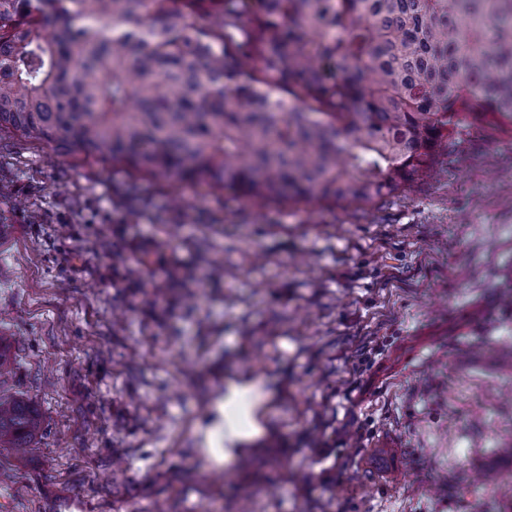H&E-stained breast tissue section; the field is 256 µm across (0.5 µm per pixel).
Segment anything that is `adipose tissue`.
<instances>
[{
  "label": "adipose tissue",
  "mask_w": 512,
  "mask_h": 512,
  "mask_svg": "<svg viewBox=\"0 0 512 512\" xmlns=\"http://www.w3.org/2000/svg\"><path fill=\"white\" fill-rule=\"evenodd\" d=\"M259 394L260 389L254 382H231L218 402V418L209 431L210 444L215 448H225V460H232V447L252 442L262 435V428L252 418Z\"/></svg>",
  "instance_id": "1"
}]
</instances>
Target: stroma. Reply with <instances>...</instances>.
<instances>
[{"instance_id": "obj_1", "label": "stroma", "mask_w": 512, "mask_h": 512, "mask_svg": "<svg viewBox=\"0 0 512 512\" xmlns=\"http://www.w3.org/2000/svg\"><path fill=\"white\" fill-rule=\"evenodd\" d=\"M463 118L374 207L255 204L0 150V331L44 432L0 512H512V133ZM224 274L196 297L204 258ZM262 388L238 458L207 438ZM260 388L252 381L229 382L224 396L218 402L216 411L218 419L209 431L212 448H222L224 442V462L234 455L227 448L236 444L251 443L261 436L264 430L253 420L255 397L260 396Z\"/></svg>"}]
</instances>
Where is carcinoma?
<instances>
[{
  "mask_svg": "<svg viewBox=\"0 0 512 512\" xmlns=\"http://www.w3.org/2000/svg\"><path fill=\"white\" fill-rule=\"evenodd\" d=\"M488 112L512 124V0H0V145L135 177L374 206ZM41 434L0 390V453Z\"/></svg>",
  "mask_w": 512,
  "mask_h": 512,
  "instance_id": "1",
  "label": "carcinoma"
}]
</instances>
